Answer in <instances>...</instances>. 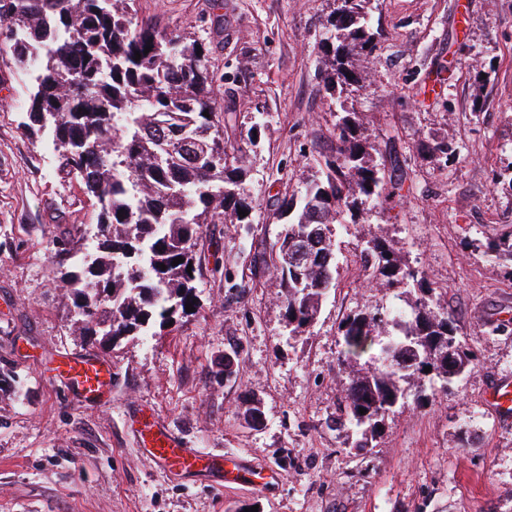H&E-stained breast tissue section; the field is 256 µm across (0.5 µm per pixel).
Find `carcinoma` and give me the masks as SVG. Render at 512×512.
<instances>
[{
    "mask_svg": "<svg viewBox=\"0 0 512 512\" xmlns=\"http://www.w3.org/2000/svg\"><path fill=\"white\" fill-rule=\"evenodd\" d=\"M135 2L0 3L15 64L24 69L38 60L28 128L52 129L63 169L99 204L90 253L67 234L56 241L52 264L70 299L71 326L100 350L120 336H160L169 322L190 316L185 305L198 298L195 246L204 227L252 223L257 203L244 187L246 159L267 128L261 112L246 134L226 138V128L238 129L237 113L218 107L206 43L138 20ZM337 2L318 43L323 87L337 107L334 147L299 193L275 208L284 232L269 268L282 288L280 313L291 336L314 325L336 272L331 226L359 224L377 207L395 209L406 182L400 160L384 159L363 115L342 100L361 87L359 57L377 50L371 0ZM417 146L437 160L454 152L446 137L420 138ZM484 247L492 260L512 264V225ZM177 257L184 262L173 264ZM360 260L397 296L410 288L419 296L404 310L354 312L338 327L347 382L332 422L350 433L354 448L368 447L410 396L448 390L477 361L454 319L437 311L432 283L403 264L387 239L363 241ZM365 356L376 364L361 362Z\"/></svg>",
    "mask_w": 512,
    "mask_h": 512,
    "instance_id": "obj_1",
    "label": "carcinoma"
}]
</instances>
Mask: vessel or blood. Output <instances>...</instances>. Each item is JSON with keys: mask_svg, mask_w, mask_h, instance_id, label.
<instances>
[{"mask_svg": "<svg viewBox=\"0 0 512 512\" xmlns=\"http://www.w3.org/2000/svg\"><path fill=\"white\" fill-rule=\"evenodd\" d=\"M70 388L84 401H107L112 391V367L90 356L65 357L60 361ZM489 404L498 417L512 419V381L499 380L488 392ZM143 452L159 471L172 474L204 473L214 477L217 485L241 484L254 479L275 482L279 473L274 467L260 470L235 465L224 468V453L219 449L193 448L182 438L168 433L160 424L147 426L142 437Z\"/></svg>", "mask_w": 512, "mask_h": 512, "instance_id": "vessel-or-blood-1", "label": "vessel or blood"}]
</instances>
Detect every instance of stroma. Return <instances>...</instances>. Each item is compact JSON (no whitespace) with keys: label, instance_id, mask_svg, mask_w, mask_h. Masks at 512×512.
Masks as SVG:
<instances>
[{"label":"stroma","instance_id":"1","mask_svg":"<svg viewBox=\"0 0 512 512\" xmlns=\"http://www.w3.org/2000/svg\"><path fill=\"white\" fill-rule=\"evenodd\" d=\"M332 8L137 0L159 31L206 39L240 124L259 111L269 123L247 176L252 223L207 225L198 242V314L106 352L73 333L49 262L62 234L93 236L95 200L63 170L51 135L28 133L37 70L19 71L0 36V370L14 377L0 387V512H512V421L485 399L512 377V272L478 248L512 224V194L493 184L512 165V0H372L378 49L359 60L364 88L346 105L404 161L405 196L362 227L334 225L336 284L309 333L292 338L267 266L284 230L274 203L333 146L317 54ZM428 135L451 140L447 163L417 151ZM369 235L392 239L433 283L479 364L447 392L409 400L357 450L330 420L346 382L338 325L388 301L360 264ZM84 355L112 366L104 404H86L57 372L61 357ZM249 399L263 412L256 430ZM153 420L281 476L220 489L161 473L140 451Z\"/></svg>","mask_w":512,"mask_h":512}]
</instances>
